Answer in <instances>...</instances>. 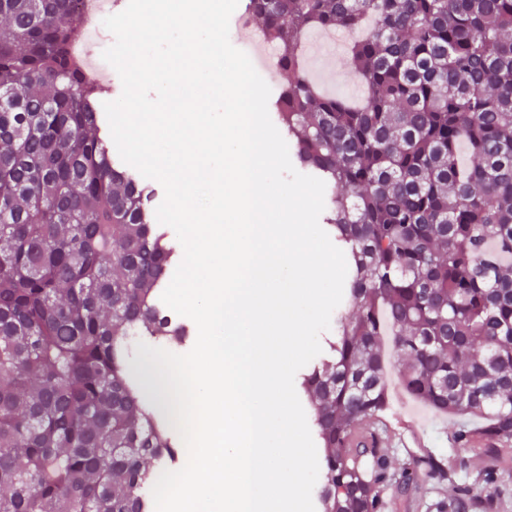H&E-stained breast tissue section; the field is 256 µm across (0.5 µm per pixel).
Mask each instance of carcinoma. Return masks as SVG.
Masks as SVG:
<instances>
[{
    "mask_svg": "<svg viewBox=\"0 0 512 512\" xmlns=\"http://www.w3.org/2000/svg\"><path fill=\"white\" fill-rule=\"evenodd\" d=\"M81 0H0V512H156L183 450L144 400L130 343L177 348L179 261L154 189L100 136L107 86L74 46ZM286 81L291 161L325 182L322 224L353 309L302 378L324 448L323 512H385L441 485L474 440L493 461L425 512H499L512 446V0H247ZM312 30L356 34L361 99L321 92ZM404 389L457 417L456 455L400 461L382 338Z\"/></svg>",
    "mask_w": 512,
    "mask_h": 512,
    "instance_id": "obj_1",
    "label": "carcinoma"
}]
</instances>
